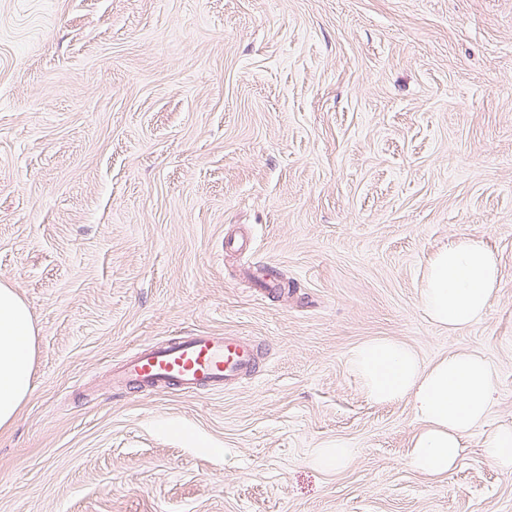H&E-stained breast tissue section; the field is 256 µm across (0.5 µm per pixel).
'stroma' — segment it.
I'll list each match as a JSON object with an SVG mask.
<instances>
[{"label": "stroma", "mask_w": 512, "mask_h": 512, "mask_svg": "<svg viewBox=\"0 0 512 512\" xmlns=\"http://www.w3.org/2000/svg\"><path fill=\"white\" fill-rule=\"evenodd\" d=\"M462 234L502 276L451 333L419 294ZM0 281L37 330L0 512H512L483 433L419 474L410 404L347 366L377 337L480 353L512 425V0H0ZM197 332L259 371L113 391ZM338 441L353 461L314 467Z\"/></svg>", "instance_id": "stroma-1"}]
</instances>
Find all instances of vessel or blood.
<instances>
[{
  "label": "vessel or blood",
  "instance_id": "b4317fda",
  "mask_svg": "<svg viewBox=\"0 0 512 512\" xmlns=\"http://www.w3.org/2000/svg\"><path fill=\"white\" fill-rule=\"evenodd\" d=\"M260 347L250 339L197 333L166 345L143 344L115 370L116 386L141 389L176 386L182 392L221 391L258 367Z\"/></svg>",
  "mask_w": 512,
  "mask_h": 512
}]
</instances>
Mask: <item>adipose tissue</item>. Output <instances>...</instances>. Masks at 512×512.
<instances>
[{"label": "adipose tissue", "instance_id": "1", "mask_svg": "<svg viewBox=\"0 0 512 512\" xmlns=\"http://www.w3.org/2000/svg\"><path fill=\"white\" fill-rule=\"evenodd\" d=\"M500 276L496 254L481 239L460 236L430 259L421 306L439 327L466 331L486 318ZM35 336L27 305L0 282V431L11 426L31 393ZM347 362L372 402L410 401L417 428L407 464L431 478L456 466L466 440L496 403L498 373L477 353H451L426 363L402 342L373 338L352 348Z\"/></svg>", "mask_w": 512, "mask_h": 512}]
</instances>
